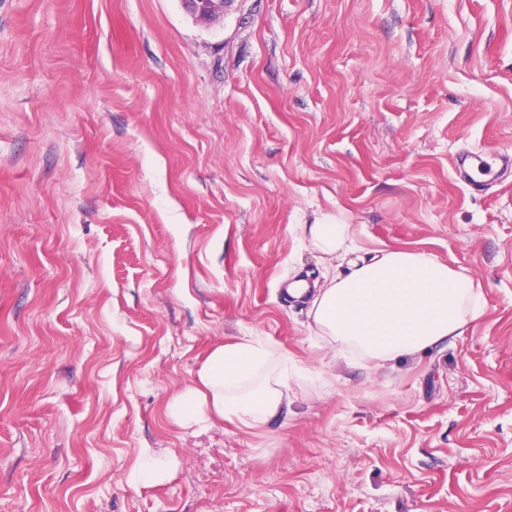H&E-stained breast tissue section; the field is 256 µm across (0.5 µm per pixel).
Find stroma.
<instances>
[{
    "mask_svg": "<svg viewBox=\"0 0 512 512\" xmlns=\"http://www.w3.org/2000/svg\"><path fill=\"white\" fill-rule=\"evenodd\" d=\"M512 0H0V512H512ZM483 285L464 335L335 356L301 227ZM288 357L263 429L175 425L217 342ZM168 480L134 486L143 451ZM186 11L197 22L210 24L224 18V11L234 0H181Z\"/></svg>",
    "mask_w": 512,
    "mask_h": 512,
    "instance_id": "35a3bbf8",
    "label": "stroma"
}]
</instances>
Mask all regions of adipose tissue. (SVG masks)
Segmentation results:
<instances>
[{
	"instance_id": "ef3b65f1",
	"label": "adipose tissue",
	"mask_w": 512,
	"mask_h": 512,
	"mask_svg": "<svg viewBox=\"0 0 512 512\" xmlns=\"http://www.w3.org/2000/svg\"><path fill=\"white\" fill-rule=\"evenodd\" d=\"M313 249L347 271L326 275L321 288L296 282L291 294L308 298L317 335L340 351L372 361L422 353L463 335L484 307V294L463 267L421 249L359 253L353 225L328 216L304 227ZM288 363L259 336L215 344L191 384L170 399L178 425L229 421L253 431L276 417L287 388Z\"/></svg>"
}]
</instances>
